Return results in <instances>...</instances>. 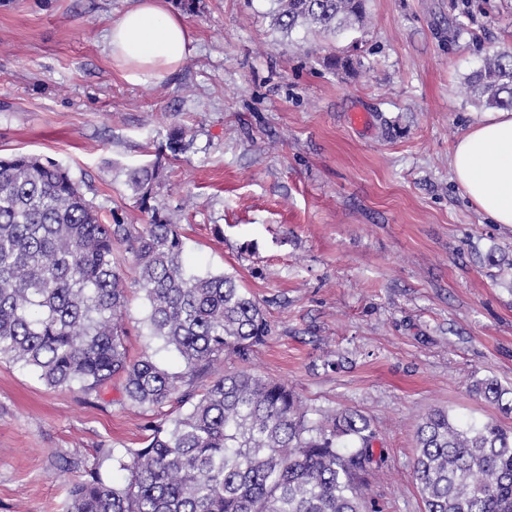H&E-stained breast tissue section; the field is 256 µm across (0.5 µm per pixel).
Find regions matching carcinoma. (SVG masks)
Segmentation results:
<instances>
[{"mask_svg":"<svg viewBox=\"0 0 512 512\" xmlns=\"http://www.w3.org/2000/svg\"><path fill=\"white\" fill-rule=\"evenodd\" d=\"M275 29L324 36L364 27L366 0H269ZM488 108L512 109V50L485 56L467 81ZM161 161L127 184L148 220L110 224L58 164L35 154L0 158V356L50 387L88 393L115 376L131 405L176 401L183 411L150 425L143 448L116 456L130 473L116 488L88 471L63 512H363V478L376 430L357 410L309 409L287 384L247 369L201 394L184 389L224 353L246 357L271 333L258 301L227 274L200 277L182 264L177 224L149 205ZM126 242L148 302L150 334L182 358L169 372L130 361L126 282L113 244ZM471 391L512 419V385L476 378ZM413 477L424 512H512V424L464 421L444 408L420 418Z\"/></svg>","mask_w":512,"mask_h":512,"instance_id":"carcinoma-1","label":"carcinoma"}]
</instances>
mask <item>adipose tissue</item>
Segmentation results:
<instances>
[{"label": "adipose tissue", "mask_w": 512, "mask_h": 512, "mask_svg": "<svg viewBox=\"0 0 512 512\" xmlns=\"http://www.w3.org/2000/svg\"><path fill=\"white\" fill-rule=\"evenodd\" d=\"M192 43L183 18L168 9L166 0H136L106 35L113 68L132 84L180 68ZM450 166L479 212L512 227V112L487 115L459 137Z\"/></svg>", "instance_id": "adipose-tissue-1"}]
</instances>
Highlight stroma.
Masks as SVG:
<instances>
[{
  "label": "stroma",
  "mask_w": 512,
  "mask_h": 512,
  "mask_svg": "<svg viewBox=\"0 0 512 512\" xmlns=\"http://www.w3.org/2000/svg\"><path fill=\"white\" fill-rule=\"evenodd\" d=\"M133 0H0V155L66 168L108 220H147L127 185L170 132L152 205L173 215L183 262L236 276L272 332L247 359L225 355L203 391L242 368L282 380L310 408L371 419L385 463L364 495L379 512H424L412 478L429 410L499 413L473 377L512 382V289L489 256L512 258V228L480 215L453 178L458 137L481 119L464 88L488 51L512 48V0H368L364 30L328 41L270 27L269 0H199L194 50L163 79L127 83L105 35ZM347 58L332 69L325 56ZM130 359L177 372L148 334L127 244ZM175 402L141 410L124 380L47 387L0 359V512H62L72 480L127 476L113 451L143 447Z\"/></svg>",
  "instance_id": "obj_1"
}]
</instances>
